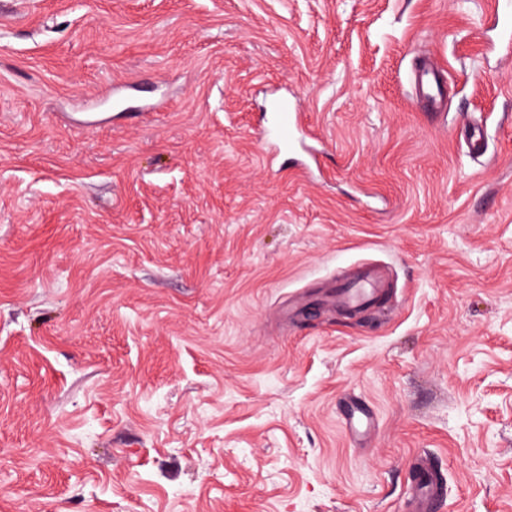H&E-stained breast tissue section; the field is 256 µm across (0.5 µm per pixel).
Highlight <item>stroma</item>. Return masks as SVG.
<instances>
[{"label": "stroma", "mask_w": 512, "mask_h": 512, "mask_svg": "<svg viewBox=\"0 0 512 512\" xmlns=\"http://www.w3.org/2000/svg\"><path fill=\"white\" fill-rule=\"evenodd\" d=\"M490 2L0 0V512H405L422 452L446 512H512ZM428 55L444 120L410 96ZM275 93L313 180L266 159ZM473 117L491 164L450 133ZM367 261L389 299L337 314ZM345 424L354 440H368L376 430L374 415L362 405L350 401L345 412Z\"/></svg>", "instance_id": "35a3bbf8"}]
</instances>
